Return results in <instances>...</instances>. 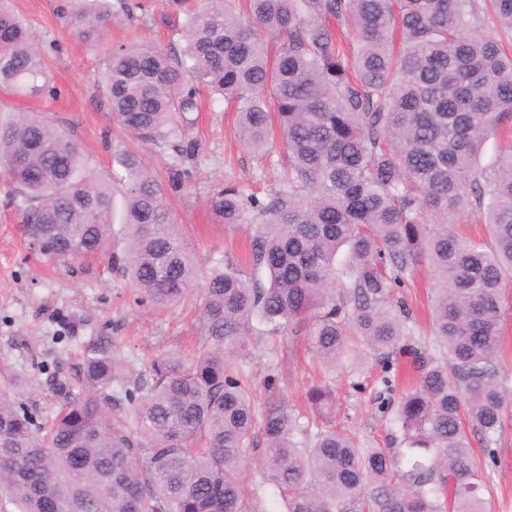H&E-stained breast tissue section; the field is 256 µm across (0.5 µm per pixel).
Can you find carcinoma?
<instances>
[{"label":"carcinoma","instance_id":"1","mask_svg":"<svg viewBox=\"0 0 512 512\" xmlns=\"http://www.w3.org/2000/svg\"><path fill=\"white\" fill-rule=\"evenodd\" d=\"M78 35L97 45L110 0H76ZM204 0L186 13L181 54L151 45L110 52L102 87L119 126L147 142L189 130L201 88L237 104L239 139L282 172L269 201L235 186L212 201L226 224L247 212L260 228L252 261L205 279L208 334L230 340L195 354H158L127 422H112L98 392L119 380L99 351L82 378L59 381L46 426L0 389V512H486L483 455L496 462L512 389L500 378L503 303L512 292V0ZM492 22L494 35H478ZM0 87L54 95L26 22L0 0ZM506 134L494 159L485 143ZM125 175L93 177L81 149L41 112L0 116V169L29 241L43 255H106L140 298L170 306L197 284L192 248L173 223L166 184L140 156ZM125 200L124 244L112 246V200ZM473 205L492 245L460 236L451 218ZM438 281L431 333L437 355L410 340L412 313L393 291L422 258ZM270 333L303 325L327 372H384L411 359L416 380L393 412L405 447L364 448L336 431L335 394L318 386L303 419L263 414L242 361L253 321ZM262 436L267 509L245 483L246 451Z\"/></svg>","mask_w":512,"mask_h":512}]
</instances>
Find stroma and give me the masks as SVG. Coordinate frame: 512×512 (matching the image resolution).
Listing matches in <instances>:
<instances>
[{
	"mask_svg": "<svg viewBox=\"0 0 512 512\" xmlns=\"http://www.w3.org/2000/svg\"><path fill=\"white\" fill-rule=\"evenodd\" d=\"M64 2L12 0L15 11L31 26L32 44L53 76L57 95L27 99L0 89V110L45 113L57 131L82 149L89 169L102 178L119 172L117 157L126 150L138 152L163 177L172 162H180L193 177L170 189L167 198L197 262L208 270L228 258L252 272L246 251L255 225L224 223L211 201L228 185L269 200L279 189L280 176L266 155L238 140L232 107L203 104L188 133L195 151L179 157L173 150L176 138L141 142L120 129L100 85L111 47L137 43L170 53L180 50L184 14L179 0H141V7L117 11L97 48L75 36L70 20L60 14ZM9 189L6 175L0 174V378L22 382L16 404L42 426L58 407L48 386L50 378L75 381L87 357L99 349L108 351L122 367L119 382L107 394L118 400L113 419L123 420L128 410L125 390L148 378L150 362L158 353L187 352L208 341L202 298L196 293L178 305L159 307L137 299L107 257L73 259L34 252L8 202ZM434 283L433 272L423 262L407 271L395 291L412 311V339L426 353L433 350L428 314ZM244 369L260 413L275 402L293 409L305 407L307 390L320 380L301 330L290 336L255 337L253 355ZM382 377L372 360L356 372L332 375L336 426L357 436L367 448H386L392 442V429L375 403ZM497 453V464L488 468L484 497L490 512H512L510 420L499 436Z\"/></svg>",
	"mask_w": 512,
	"mask_h": 512,
	"instance_id": "obj_1",
	"label": "stroma"
}]
</instances>
